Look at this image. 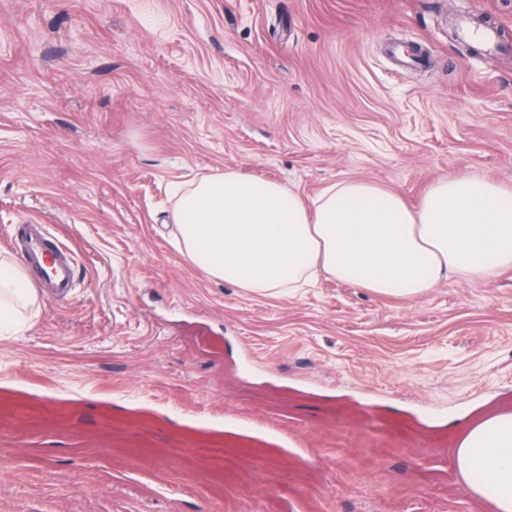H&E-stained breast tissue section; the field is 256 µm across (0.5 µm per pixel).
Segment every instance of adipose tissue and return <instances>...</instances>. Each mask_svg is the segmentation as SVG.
<instances>
[{
	"label": "adipose tissue",
	"instance_id": "ef3b65f1",
	"mask_svg": "<svg viewBox=\"0 0 512 512\" xmlns=\"http://www.w3.org/2000/svg\"><path fill=\"white\" fill-rule=\"evenodd\" d=\"M172 220L180 253L208 277L259 291L326 276L414 300L512 267V190L470 175L436 181L412 208L368 180L333 183L310 201L227 171L195 182ZM35 300L25 269L0 257V331ZM456 462L471 492H492L496 512H512V413L473 427Z\"/></svg>",
	"mask_w": 512,
	"mask_h": 512
}]
</instances>
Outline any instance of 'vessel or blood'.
Returning a JSON list of instances; mask_svg holds the SVG:
<instances>
[{"mask_svg":"<svg viewBox=\"0 0 512 512\" xmlns=\"http://www.w3.org/2000/svg\"><path fill=\"white\" fill-rule=\"evenodd\" d=\"M21 244L25 256L39 281L51 294L70 292L74 284L73 258L66 248L54 240L42 224H26L14 238Z\"/></svg>","mask_w":512,"mask_h":512,"instance_id":"1","label":"vessel or blood"}]
</instances>
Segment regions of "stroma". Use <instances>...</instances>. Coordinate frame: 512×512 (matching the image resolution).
<instances>
[{
  "mask_svg": "<svg viewBox=\"0 0 512 512\" xmlns=\"http://www.w3.org/2000/svg\"><path fill=\"white\" fill-rule=\"evenodd\" d=\"M227 170L512 188V0H0V255L46 225L76 284L0 335V512H495L456 450L512 412V268L211 279L170 215Z\"/></svg>",
  "mask_w": 512,
  "mask_h": 512,
  "instance_id": "1",
  "label": "stroma"
}]
</instances>
